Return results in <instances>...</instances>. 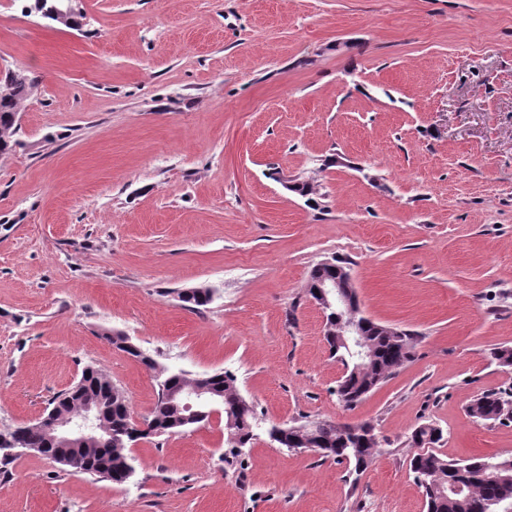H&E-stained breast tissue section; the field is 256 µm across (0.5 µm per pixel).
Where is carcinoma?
Segmentation results:
<instances>
[{"instance_id":"cac0c4a2","label":"carcinoma","mask_w":512,"mask_h":512,"mask_svg":"<svg viewBox=\"0 0 512 512\" xmlns=\"http://www.w3.org/2000/svg\"><path fill=\"white\" fill-rule=\"evenodd\" d=\"M36 87L35 80L23 71H16L0 79V156L20 146L16 139L19 131V112L22 104L31 96ZM213 290L207 287L186 288L180 293V301L189 310H196L209 304ZM364 341L370 346L373 361L363 375L348 370L336 390L339 398L350 406L360 401L373 389L389 380L400 368L413 361L418 336L408 330L385 333V326L370 323L364 328ZM126 352L142 365L159 375L160 390L154 409L145 424L148 430L139 434H178L187 429L181 422L182 411L165 399L161 387L179 389L196 383L198 377L185 371H173L159 364L141 348H128ZM85 371L95 375L79 400L102 404L111 415L112 447L96 449L85 447L77 450L83 466L79 472L98 476L116 485L129 481L134 474L129 442L120 433L126 431L129 411L124 397H114L112 382L100 371L87 367ZM209 384L215 392L219 406L224 408V436L235 437L240 447L252 444L256 426L254 405L239 391L236 378L229 372H215L208 375ZM470 417L509 425L512 423V387L489 391L477 396L467 408ZM368 424H350L321 420L316 432L304 435L306 441L314 444L312 452L323 460L346 462L361 474L372 464L379 440L369 435ZM22 434L32 448L42 449L48 459L55 457L58 444L45 430H23L18 426L0 430L4 434ZM443 432L431 424L415 428L409 440L420 451L410 459V468L424 489L427 512H499L512 504V457H474L466 461H452L431 450L439 443Z\"/></svg>"}]
</instances>
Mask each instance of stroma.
Returning <instances> with one entry per match:
<instances>
[{"instance_id": "stroma-1", "label": "stroma", "mask_w": 512, "mask_h": 512, "mask_svg": "<svg viewBox=\"0 0 512 512\" xmlns=\"http://www.w3.org/2000/svg\"><path fill=\"white\" fill-rule=\"evenodd\" d=\"M33 3L0 0V72L38 79L0 156V429L88 365L144 422L155 374L112 329L232 373L258 426L233 466L220 421L139 440L121 486L22 457L0 512H426L417 426L450 460L512 456V425L467 413L512 386L489 357L512 347V0H77L78 30ZM333 259L419 337L350 407L307 293ZM318 419L375 426L359 478L266 435ZM180 301L189 310L206 306L213 299V290L207 287L186 288L180 293Z\"/></svg>"}]
</instances>
